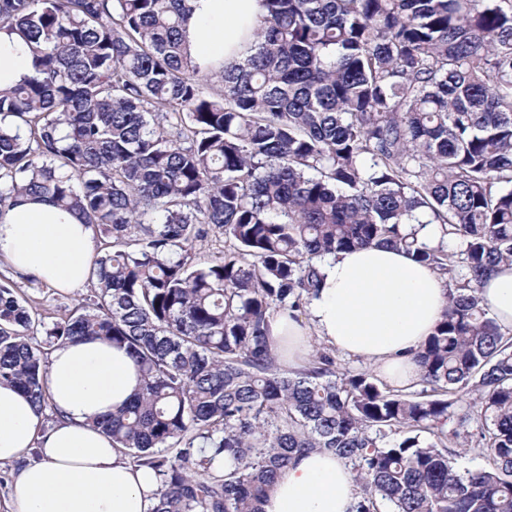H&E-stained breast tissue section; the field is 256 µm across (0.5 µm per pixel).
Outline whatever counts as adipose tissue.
<instances>
[{
  "mask_svg": "<svg viewBox=\"0 0 512 512\" xmlns=\"http://www.w3.org/2000/svg\"><path fill=\"white\" fill-rule=\"evenodd\" d=\"M186 40L203 67L243 63L256 43L259 0H190ZM33 71L23 41L0 34V88ZM0 258L14 271L75 291L89 276L96 245L89 225L48 200L19 198L0 213ZM319 288L306 318L272 313L269 341L287 364L305 357L315 335L367 362L392 385L420 372L415 352L448 307V280L404 251L371 246L338 253L320 266ZM486 308L512 330V265L502 264L480 286ZM140 376L127 350L102 339L56 346L47 389L59 419L46 425L14 387L0 384V463L18 465L12 512H152L154 474L123 460L92 420L125 404ZM356 485L336 456L313 450L275 484L264 512H351Z\"/></svg>",
  "mask_w": 512,
  "mask_h": 512,
  "instance_id": "ef3b65f1",
  "label": "adipose tissue"
}]
</instances>
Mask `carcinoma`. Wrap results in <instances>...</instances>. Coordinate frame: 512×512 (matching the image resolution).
<instances>
[{
	"instance_id": "carcinoma-1",
	"label": "carcinoma",
	"mask_w": 512,
	"mask_h": 512,
	"mask_svg": "<svg viewBox=\"0 0 512 512\" xmlns=\"http://www.w3.org/2000/svg\"><path fill=\"white\" fill-rule=\"evenodd\" d=\"M260 2L256 53L215 71L188 55V0H0L35 70L0 89V212L48 198L99 242L52 321L0 281V383L55 422L54 346L126 348L141 388L94 424L154 472L153 512H263L314 449L351 466L352 512H512V336L479 294L512 264V0ZM212 232L235 249L200 263ZM374 245L448 274L421 389L324 351L280 367L270 314ZM475 420L487 464L462 471Z\"/></svg>"
}]
</instances>
